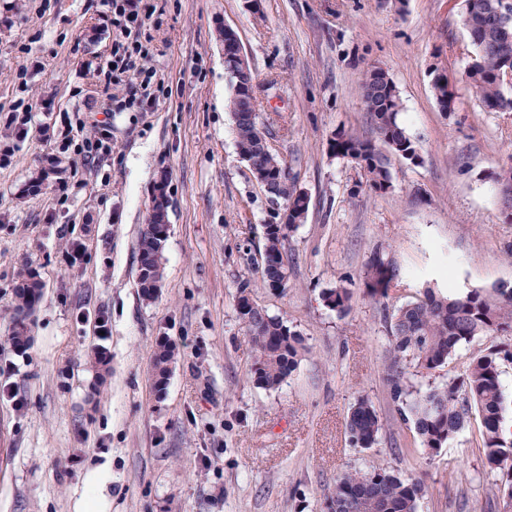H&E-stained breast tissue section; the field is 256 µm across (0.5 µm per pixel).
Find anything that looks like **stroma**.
<instances>
[{"instance_id": "obj_1", "label": "stroma", "mask_w": 512, "mask_h": 512, "mask_svg": "<svg viewBox=\"0 0 512 512\" xmlns=\"http://www.w3.org/2000/svg\"><path fill=\"white\" fill-rule=\"evenodd\" d=\"M150 53L136 69L171 88L152 108L121 109L125 85L104 87L113 29L99 0H0V512H325L345 470L421 478L417 512H502L484 466L478 420L438 452L421 447L384 380L390 315L423 288L444 293L512 284V220L494 175L512 163V112H489L466 82L474 53L462 0H154ZM235 29L255 75L259 121L309 198L290 233L286 291L257 280L271 201L236 149L223 31ZM380 64L399 92V121L420 158H390L392 187L362 183L333 156L336 132L374 131L359 88ZM455 80L442 111L431 72ZM93 109H86L87 99ZM30 109L26 138L5 123ZM112 122V154L94 159L47 139V127L93 135ZM42 185H35L39 174ZM168 176L164 280L152 302L137 288L138 238L154 185ZM80 245L82 258L69 253ZM386 249L399 269L385 298L359 290ZM34 272L44 296L33 342L8 336L14 290ZM305 339L276 391L250 375L252 348L235 312V278ZM348 281L351 311L321 294ZM176 348L167 392L150 384L151 356ZM511 336H483L418 389L447 381ZM105 351L98 380L88 354ZM369 396L384 422L375 447H350L345 420Z\"/></svg>"}]
</instances>
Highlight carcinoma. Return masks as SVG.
<instances>
[{
	"mask_svg": "<svg viewBox=\"0 0 512 512\" xmlns=\"http://www.w3.org/2000/svg\"><path fill=\"white\" fill-rule=\"evenodd\" d=\"M469 16L462 18L470 27L475 48L465 77L488 112L512 109V96L498 82V73L512 66V25L503 30L497 9L501 0H468ZM361 93L370 115L375 137L339 131L330 141V151L360 169L365 185L374 192L391 187L387 154L406 160L420 158L419 147L398 122L400 98L393 80L383 68L367 70ZM433 95L440 108L454 103L448 93V77L432 79ZM229 111L236 129L237 151L249 166L261 170L273 181L288 179V166L266 145L258 118L260 103L247 92L232 89ZM285 197L288 223L267 224L264 231L261 280L267 288L288 287L290 265L285 241L304 222L309 208L306 193ZM167 198L153 200L148 224L138 242L137 285L142 300L156 298L163 283L162 255L168 239ZM398 269L394 262L376 252L365 265L363 292L378 301L386 297ZM236 313L254 350L250 374L265 390H277L297 368L306 350L304 338L283 318L272 315L252 298L253 282L243 275L236 280ZM43 295V284L35 275L21 279L15 288L11 336L12 344L24 348L31 335L30 314ZM354 292L344 284L322 293L326 307L338 315L348 313ZM389 363L386 383L390 397L404 419L413 423L421 447L433 453L453 441L477 414L482 428L484 465L501 473L497 485L504 512H512V439L502 430L503 361L512 352L489 350L472 357L465 372L434 385L425 392L416 389L411 377L428 375L445 365L457 351L480 336L512 334V293L506 288H474L462 294H443L423 289V298L399 308L390 320ZM176 353L166 342L156 345L151 360L153 388L166 392ZM384 424L372 401L358 398L349 408L345 433L351 446L372 448ZM426 492L423 482L384 468L350 469L343 473L326 498V512H355L354 504L365 499L370 512H417Z\"/></svg>",
	"mask_w": 512,
	"mask_h": 512,
	"instance_id": "1",
	"label": "carcinoma"
}]
</instances>
